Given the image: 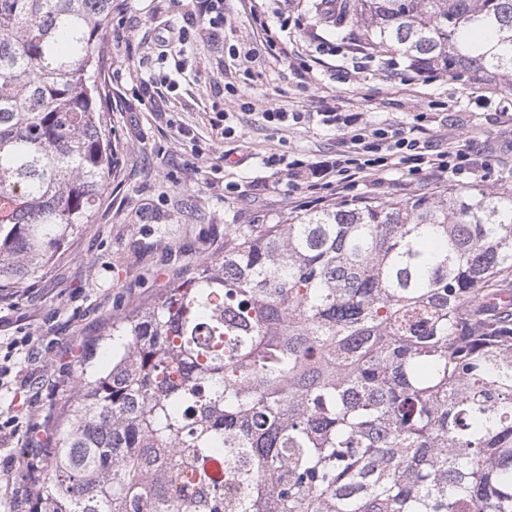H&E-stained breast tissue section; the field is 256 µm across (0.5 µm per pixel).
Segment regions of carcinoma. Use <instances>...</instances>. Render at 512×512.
Instances as JSON below:
<instances>
[{
    "label": "carcinoma",
    "mask_w": 512,
    "mask_h": 512,
    "mask_svg": "<svg viewBox=\"0 0 512 512\" xmlns=\"http://www.w3.org/2000/svg\"><path fill=\"white\" fill-rule=\"evenodd\" d=\"M112 0H0V293L112 173ZM340 32L512 88V0H328ZM31 512H512V201L355 198L255 230L112 316Z\"/></svg>",
    "instance_id": "1"
}]
</instances>
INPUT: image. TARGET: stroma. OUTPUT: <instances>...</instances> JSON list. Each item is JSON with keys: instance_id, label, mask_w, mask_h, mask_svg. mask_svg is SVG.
I'll return each instance as SVG.
<instances>
[{"instance_id": "stroma-1", "label": "stroma", "mask_w": 512, "mask_h": 512, "mask_svg": "<svg viewBox=\"0 0 512 512\" xmlns=\"http://www.w3.org/2000/svg\"><path fill=\"white\" fill-rule=\"evenodd\" d=\"M318 2L268 0L272 28H292L288 58L277 62L252 32L248 0H224L226 21L218 29L202 28L192 0H112V21L97 39L96 73L116 147L112 177L92 224L50 272L0 301V359L14 337L37 338L23 369L28 384L11 380L0 389V419H15L21 430L11 443L16 484L24 482V431L58 434L74 376L84 366H108L111 350L102 337L113 314L153 300L176 270L221 256L232 226L259 228L306 206L304 194L287 193L285 176L263 159L283 150L310 163L333 155L339 134L322 125L273 131L261 111L341 105L377 122L423 125L434 141L454 127L507 160L485 177L462 179V187L512 188V89L446 75L402 86L376 60L368 72L344 76L332 50L350 39L320 23ZM182 27L190 35L184 52L167 51L166 38ZM164 75L175 87L161 83ZM228 82L234 93L223 92ZM438 107L447 122L422 123V114ZM220 112L231 113L235 138L215 127ZM230 182L241 186L240 196L227 197ZM435 190L397 168L382 185L357 193L386 199Z\"/></svg>"}]
</instances>
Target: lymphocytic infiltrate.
<instances>
[{"label":"lymphocytic infiltrate","mask_w":512,"mask_h":512,"mask_svg":"<svg viewBox=\"0 0 512 512\" xmlns=\"http://www.w3.org/2000/svg\"><path fill=\"white\" fill-rule=\"evenodd\" d=\"M261 118L274 131L315 121L341 133L336 154L308 166L284 152L264 157L265 167L285 175L289 190L294 192L303 188L315 191L322 178L339 193L360 183L378 184L397 165L411 175L443 179L474 176L485 168L488 156L487 150L477 148L473 138L452 135L436 143L393 122L369 123L362 113L339 106L316 113L269 109Z\"/></svg>","instance_id":"f902f5d3"}]
</instances>
